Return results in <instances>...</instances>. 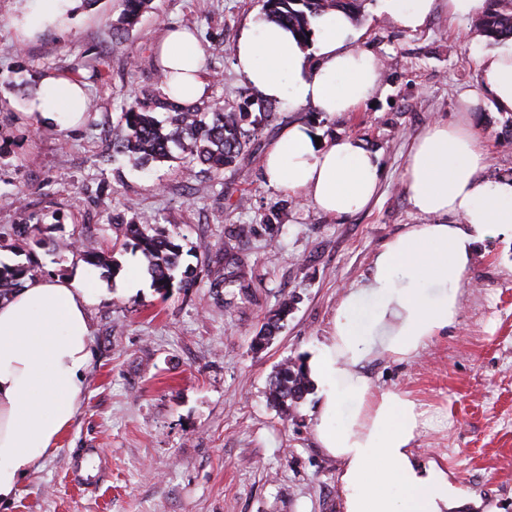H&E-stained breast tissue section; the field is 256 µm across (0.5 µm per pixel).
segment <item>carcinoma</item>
<instances>
[{"label": "carcinoma", "mask_w": 512, "mask_h": 512, "mask_svg": "<svg viewBox=\"0 0 512 512\" xmlns=\"http://www.w3.org/2000/svg\"><path fill=\"white\" fill-rule=\"evenodd\" d=\"M364 0H265L266 17L293 29L301 39H309L311 20L329 10H341L350 19L359 16ZM479 33L487 39L512 38V0H485V7L476 21ZM259 119L248 120L249 113L226 111L215 103H194L183 106L167 100L162 92L149 95L146 100H136L112 128V153L143 168L155 162L176 158L178 149L191 158V162L203 165L206 170L219 173L237 163L248 152L252 140L258 136L261 120L275 118V113L265 111L259 105ZM165 118L160 120L157 114ZM117 236L124 245L141 252L147 265L152 286L166 294L174 283L187 288L190 282L177 280L180 268L182 245L174 235L151 224L114 223ZM39 224H19L12 230L14 239L10 247L32 242L40 248H50V239L40 234ZM81 259L94 268L119 269L113 252L88 243L80 251ZM29 266H7L0 264V299L13 289L22 286L23 280L31 276ZM248 264L245 259L228 251L222 273L212 283L214 288L228 284H242L247 280ZM288 314V302L281 303L279 310L261 329L265 336H273L279 322ZM310 381L305 363L290 361L281 367L269 384V395L279 406L282 414L297 409L308 394Z\"/></svg>", "instance_id": "1"}]
</instances>
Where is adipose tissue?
<instances>
[{"label": "adipose tissue", "mask_w": 512, "mask_h": 512, "mask_svg": "<svg viewBox=\"0 0 512 512\" xmlns=\"http://www.w3.org/2000/svg\"><path fill=\"white\" fill-rule=\"evenodd\" d=\"M306 45L269 20L248 24L232 64L259 98L311 107L336 117L357 111L381 86V62L356 44L349 17L332 10L313 23ZM169 71L161 91L183 104L205 96L208 81L197 35L169 30L159 50ZM480 92L512 113V44L479 58ZM89 101L80 83L53 78L30 103L41 121L82 123ZM488 154L467 119H436L415 135L402 174L407 224L346 286L328 335L309 360L319 410L314 433L340 463L343 512H452L464 491L435 465L420 464L414 445L427 422L423 403L382 389L367 371L385 357L409 362L457 323L478 244L512 239V178H490ZM383 169L362 138L317 141L294 122L264 158L269 185L343 222L375 200ZM88 276L34 277L0 300V505L13 502L26 477L60 446L81 405L91 361L89 308L100 296Z\"/></svg>", "instance_id": "ef3b65f1"}]
</instances>
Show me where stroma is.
Wrapping results in <instances>:
<instances>
[{
    "label": "stroma",
    "mask_w": 512,
    "mask_h": 512,
    "mask_svg": "<svg viewBox=\"0 0 512 512\" xmlns=\"http://www.w3.org/2000/svg\"><path fill=\"white\" fill-rule=\"evenodd\" d=\"M36 0H0V232L40 223L55 242L0 248V263L43 277L86 271L79 236L113 250L117 273L96 270L104 293L90 309L92 359L74 422L60 448L23 483L7 512H342L340 465L314 434L316 393L283 416L269 383L291 359L309 360L329 330L342 289L403 225L422 223L401 188L410 141L436 118L461 116L459 95L479 90L475 53L488 48L474 18L436 0L425 23L402 28L365 0L357 42L380 57L373 104L336 118L277 102L249 153L215 174L165 161L141 170L110 160L112 127L131 99L160 86L154 47L171 25H191L205 52L206 102L245 110L255 96L232 66L245 21L264 19V0H151L123 35L121 0H67L68 19L34 31L20 25ZM48 77L88 92L82 128L37 123L29 103ZM469 121L491 158L512 177V132L491 103ZM302 120L327 139L356 135L381 154L372 205L339 223L263 175L281 129ZM148 218L182 238L192 288L163 296L141 253L121 246L110 221ZM249 265L245 287L215 291L225 244ZM139 286L124 289L130 272ZM290 312L269 345L255 350L281 302ZM375 383L424 402L431 423L417 440L422 462L445 468L466 495L456 512H512V242L480 244L467 274L462 313L409 363L369 368ZM99 449L105 478L89 492L68 469L73 452Z\"/></svg>",
    "instance_id": "obj_1"
}]
</instances>
